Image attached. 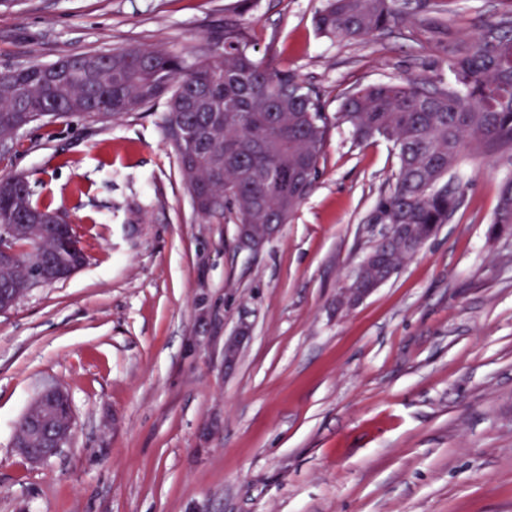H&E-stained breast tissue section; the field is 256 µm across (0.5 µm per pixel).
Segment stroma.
<instances>
[{"mask_svg":"<svg viewBox=\"0 0 512 512\" xmlns=\"http://www.w3.org/2000/svg\"><path fill=\"white\" fill-rule=\"evenodd\" d=\"M321 0H0V70L130 45L194 50L241 10L256 56L335 115L351 88L447 78L502 0H453L349 43ZM165 102L63 117L0 152L75 226L85 265L0 311V512H512V228L492 229L512 152L465 154L460 205L391 279L340 292L382 227V138L331 125L311 194L257 252L195 212ZM246 339L233 363L224 343ZM71 438L33 465L17 425L45 385Z\"/></svg>","mask_w":512,"mask_h":512,"instance_id":"obj_1","label":"stroma"}]
</instances>
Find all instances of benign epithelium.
<instances>
[{
  "instance_id": "1",
  "label": "benign epithelium",
  "mask_w": 512,
  "mask_h": 512,
  "mask_svg": "<svg viewBox=\"0 0 512 512\" xmlns=\"http://www.w3.org/2000/svg\"><path fill=\"white\" fill-rule=\"evenodd\" d=\"M276 230L275 224H240L239 245L256 252L274 236ZM61 405H69L68 397L59 387L50 385L40 391L24 413L29 422L31 436L43 442L41 448L18 449L26 461L35 464L56 455L60 450V442L69 437L73 421L57 422V410Z\"/></svg>"
}]
</instances>
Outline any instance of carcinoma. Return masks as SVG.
Returning a JSON list of instances; mask_svg holds the SVG:
<instances>
[{"mask_svg": "<svg viewBox=\"0 0 512 512\" xmlns=\"http://www.w3.org/2000/svg\"><path fill=\"white\" fill-rule=\"evenodd\" d=\"M224 16L192 57L148 45L105 55H67L51 64L0 71V142L47 118L118 119L166 99L163 130L185 189L205 220L229 211L240 224H285L318 178L317 161L331 119L320 95L288 70L256 57L239 19ZM397 0H323L318 33L348 41L371 39L407 20ZM452 80L407 78L357 86L344 94L337 119L354 137L393 144L394 183L370 221L395 224L427 240L460 204L452 170L467 152L512 147V6L489 19L448 60ZM299 171L302 178L288 183ZM493 223L512 225V178L503 181ZM0 305L80 268L85 256L68 217L34 197L28 177L0 181ZM378 263L363 283L399 270L409 251L377 245Z\"/></svg>", "mask_w": 512, "mask_h": 512, "instance_id": "1", "label": "carcinoma"}]
</instances>
